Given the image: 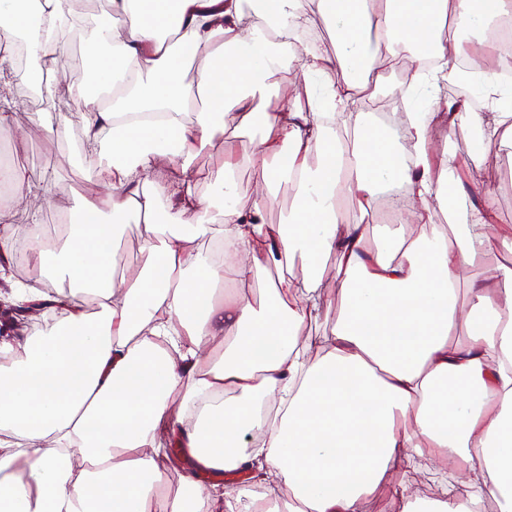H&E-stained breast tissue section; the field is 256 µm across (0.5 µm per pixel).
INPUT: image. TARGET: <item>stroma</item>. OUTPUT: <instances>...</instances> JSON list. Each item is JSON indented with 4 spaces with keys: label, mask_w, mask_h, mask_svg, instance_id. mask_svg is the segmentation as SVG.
Here are the masks:
<instances>
[{
    "label": "stroma",
    "mask_w": 512,
    "mask_h": 512,
    "mask_svg": "<svg viewBox=\"0 0 512 512\" xmlns=\"http://www.w3.org/2000/svg\"><path fill=\"white\" fill-rule=\"evenodd\" d=\"M58 65L66 78L60 81L51 99H33L21 92H13L11 123L7 130L0 132V143L11 151L14 161L26 166L32 184L54 185L56 196L51 201L33 198L9 199L13 223L55 224L61 214L67 213L75 199L88 193H96L99 199H106L108 189L95 181L94 162L87 147L83 127L77 114V105L71 97L68 85L77 81L74 65L65 59ZM375 71L382 77L381 83H367L363 95H352L342 109L346 112L362 111L365 100L385 102L393 99L394 88L404 83L408 68L389 62L376 64ZM275 91L263 102L265 110H281L294 105H306L315 94V86L305 83L299 75L280 73L274 76ZM43 115L51 122L67 121L68 127L60 138H46L35 122L36 115ZM262 137L261 127L247 130L226 128L223 138L211 148L202 151L195 160V172L199 193H207L210 181L224 167L225 160L237 161L235 177L249 200L262 199L267 187L261 173L250 163L259 149ZM435 157L454 156L460 172L472 174L479 182L478 188L458 192L449 187L457 213L476 203L481 191H492L497 199V224L512 229V145L501 141H481L476 130L470 127L451 131L440 130L430 144Z\"/></svg>",
    "instance_id": "1"
}]
</instances>
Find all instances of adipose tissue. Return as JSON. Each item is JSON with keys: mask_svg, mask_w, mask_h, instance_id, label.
Wrapping results in <instances>:
<instances>
[{"mask_svg": "<svg viewBox=\"0 0 512 512\" xmlns=\"http://www.w3.org/2000/svg\"><path fill=\"white\" fill-rule=\"evenodd\" d=\"M35 2L32 11L0 0V49L24 41L54 82L52 49L82 29L86 77L72 93L109 194L75 200L61 246L32 241L31 259L68 293L52 298L29 282L12 291L15 304H47L54 323L24 343L0 341V512H255L239 480L249 470L268 512H364L388 481L397 512H483L491 499L512 512V268L458 301L461 271L512 254V233L498 230L488 191L457 228L435 223L448 174L427 149L444 122L490 139L512 133V62L458 66L472 43L497 49L512 0H380L373 13L368 0H267L250 13L243 0H108L110 18L83 25L70 0ZM313 17L334 29L335 55L288 42ZM452 27L473 41L449 39ZM426 44L437 62L429 73ZM198 48L208 55L196 83H184ZM381 57L411 64L407 92L424 91L430 106L399 138L372 113L337 111ZM292 70L319 86L308 109L259 111L270 77ZM441 79L471 83L487 111L434 107ZM201 93L206 105L188 112ZM230 125L262 127L251 163L267 186H296L288 223H266L264 204L246 200L232 175L198 193L194 158ZM395 184L405 188L398 219L414 217L422 232L384 231L364 248V226L345 220L338 196L364 212ZM131 223L145 227L147 261L119 278L120 227ZM212 237L222 261L197 249ZM296 258L307 268L299 281ZM272 268L279 276L261 302L217 297L218 284ZM329 286L341 300L335 323L302 336ZM460 324L468 342L449 343ZM212 345L209 370L197 373ZM272 397L280 410L270 421L262 408ZM71 448L84 462L77 472ZM177 451L191 465L175 493H160ZM427 460L459 471L432 500L394 480ZM203 472L235 480L233 493L217 500Z\"/></svg>", "mask_w": 512, "mask_h": 512, "instance_id": "obj_1", "label": "adipose tissue"}]
</instances>
